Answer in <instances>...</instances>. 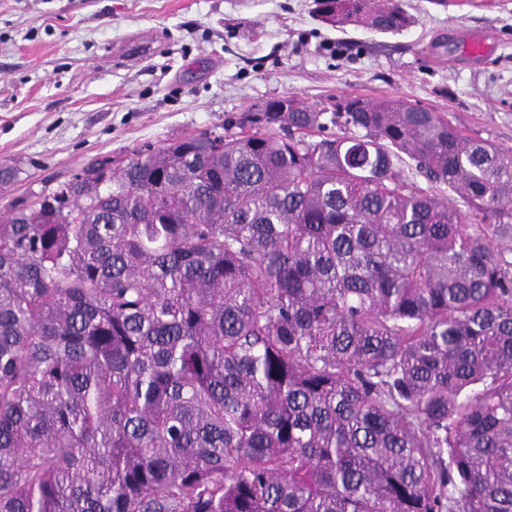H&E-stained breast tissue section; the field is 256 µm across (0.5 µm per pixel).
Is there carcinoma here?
Listing matches in <instances>:
<instances>
[{"mask_svg":"<svg viewBox=\"0 0 512 512\" xmlns=\"http://www.w3.org/2000/svg\"><path fill=\"white\" fill-rule=\"evenodd\" d=\"M288 99L0 218V512H512V148Z\"/></svg>","mask_w":512,"mask_h":512,"instance_id":"1","label":"carcinoma"}]
</instances>
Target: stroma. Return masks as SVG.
<instances>
[{"label": "stroma", "mask_w": 512, "mask_h": 512, "mask_svg": "<svg viewBox=\"0 0 512 512\" xmlns=\"http://www.w3.org/2000/svg\"><path fill=\"white\" fill-rule=\"evenodd\" d=\"M396 34L312 0H0V213L97 156H129L281 96L401 97L512 148V0H405ZM484 40L471 58L467 38Z\"/></svg>", "instance_id": "obj_1"}]
</instances>
